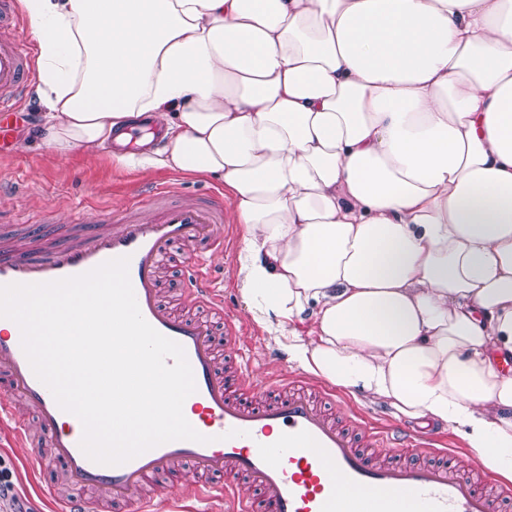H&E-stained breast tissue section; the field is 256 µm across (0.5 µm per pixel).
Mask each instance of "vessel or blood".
I'll use <instances>...</instances> for the list:
<instances>
[{
    "label": "vessel or blood",
    "mask_w": 512,
    "mask_h": 512,
    "mask_svg": "<svg viewBox=\"0 0 512 512\" xmlns=\"http://www.w3.org/2000/svg\"><path fill=\"white\" fill-rule=\"evenodd\" d=\"M19 25L16 0H0V154L14 143L34 80L33 51L16 37ZM164 193L171 204L151 217L136 201L110 225L81 218L50 229L36 252L0 243V285L50 282L128 257L142 316L183 347L196 384L183 408L204 442L175 440L120 465L95 463L80 448V420L35 376L19 326L0 318V443H28L38 425L63 481L78 491L50 497L53 512H96L101 496L114 512H154L144 488L187 468L209 481L187 479L186 500L209 502L213 512H494L496 501L512 497L511 484L462 471L456 452L441 448L437 437L345 413L325 385L288 370L255 379L244 328L224 306L221 274L204 264L210 251L228 244L224 204L208 194L179 199L173 183ZM176 245L188 253L182 301L170 306L162 299L163 260ZM201 308L223 320V339L198 316ZM19 401L32 406L33 419L17 412ZM245 479L255 494L241 491ZM341 485L354 491L353 505L338 499Z\"/></svg>",
    "instance_id": "obj_1"
}]
</instances>
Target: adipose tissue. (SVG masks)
I'll return each mask as SVG.
<instances>
[{
	"instance_id": "adipose-tissue-1",
	"label": "adipose tissue",
	"mask_w": 512,
	"mask_h": 512,
	"mask_svg": "<svg viewBox=\"0 0 512 512\" xmlns=\"http://www.w3.org/2000/svg\"><path fill=\"white\" fill-rule=\"evenodd\" d=\"M40 136L223 181L252 318L512 478V0H20ZM311 325L302 337L295 325Z\"/></svg>"
}]
</instances>
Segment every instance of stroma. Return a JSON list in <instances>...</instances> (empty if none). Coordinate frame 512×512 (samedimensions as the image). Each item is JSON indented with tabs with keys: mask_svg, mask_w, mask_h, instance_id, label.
Masks as SVG:
<instances>
[{
	"mask_svg": "<svg viewBox=\"0 0 512 512\" xmlns=\"http://www.w3.org/2000/svg\"><path fill=\"white\" fill-rule=\"evenodd\" d=\"M27 106L28 115L20 124L14 153L0 160V174L20 185L18 194L0 199L1 223L68 224L79 215L109 221L133 200L150 199L157 187L169 181L180 182L184 192L190 195L224 189L220 179L191 177L165 168L145 175L136 168L117 163L105 152L90 156L76 150L65 157L57 156L39 139L37 97H29ZM224 225L233 238L231 247L212 252L210 263L223 269L228 306L251 332L248 346L253 358V375L261 380L281 370L283 364L275 360L277 346L248 313L237 288L242 230L234 222L233 203L229 200L224 203ZM30 454L27 448L0 447V464L12 472L16 495L15 500L0 501V512H31L39 506L40 499L22 466L23 459Z\"/></svg>",
	"mask_w": 512,
	"mask_h": 512,
	"instance_id": "obj_1",
	"label": "stroma"
}]
</instances>
